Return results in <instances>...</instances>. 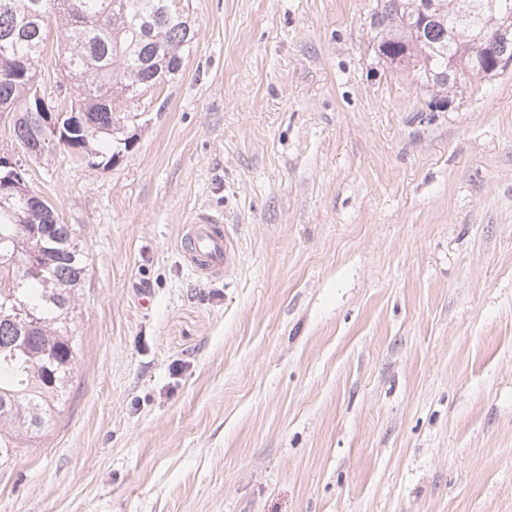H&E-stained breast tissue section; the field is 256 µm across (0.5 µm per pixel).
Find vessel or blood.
Masks as SVG:
<instances>
[{
    "instance_id": "vessel-or-blood-1",
    "label": "vessel or blood",
    "mask_w": 512,
    "mask_h": 512,
    "mask_svg": "<svg viewBox=\"0 0 512 512\" xmlns=\"http://www.w3.org/2000/svg\"><path fill=\"white\" fill-rule=\"evenodd\" d=\"M182 240L184 257L193 272L210 278L226 275L236 243L219 218L203 214L191 217Z\"/></svg>"
}]
</instances>
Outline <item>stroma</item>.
<instances>
[{
  "instance_id": "1",
  "label": "stroma",
  "mask_w": 512,
  "mask_h": 512,
  "mask_svg": "<svg viewBox=\"0 0 512 512\" xmlns=\"http://www.w3.org/2000/svg\"><path fill=\"white\" fill-rule=\"evenodd\" d=\"M187 3L128 153L26 163L89 276L0 512H512V66L440 105L378 62L376 0ZM37 81L73 97L56 40ZM196 214L225 277L186 264ZM182 240L184 257L193 272L208 278L226 275L236 243L219 218L191 217L184 225Z\"/></svg>"
}]
</instances>
